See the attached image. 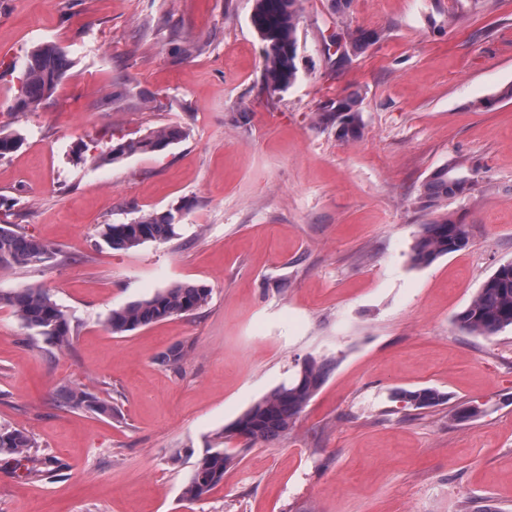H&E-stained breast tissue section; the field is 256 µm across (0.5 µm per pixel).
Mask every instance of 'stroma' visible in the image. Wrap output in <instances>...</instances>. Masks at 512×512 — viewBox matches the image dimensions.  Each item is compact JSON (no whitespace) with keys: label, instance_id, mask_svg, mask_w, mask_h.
Wrapping results in <instances>:
<instances>
[{"label":"stroma","instance_id":"obj_1","mask_svg":"<svg viewBox=\"0 0 512 512\" xmlns=\"http://www.w3.org/2000/svg\"><path fill=\"white\" fill-rule=\"evenodd\" d=\"M254 0H0V217L60 250L43 269L0 268V294L47 291L65 350L0 304V426L25 430L58 476L0 457V512H512V329L474 336L455 314L512 262V0H301L298 82L260 92ZM381 31L348 61L342 27ZM53 42L72 65L36 111L12 110L11 70ZM362 96L364 133L317 126L325 101ZM491 109H474L483 98ZM168 125L167 151L98 164L112 138ZM477 182L439 211L418 189L453 160ZM178 209V237L108 248L103 225ZM466 249L426 267L410 247L437 212ZM177 283L208 303L124 335L114 308ZM180 343L178 368L155 358ZM332 360L287 436L235 459L189 502L182 488L214 435L308 357ZM115 418L59 405L62 386ZM447 404L413 410L402 389ZM476 417L459 421L457 408ZM192 456H185V449ZM399 401L404 402L408 407L422 409L431 406L444 404L448 396L433 388H422L417 390H404L396 393Z\"/></svg>","mask_w":512,"mask_h":512}]
</instances>
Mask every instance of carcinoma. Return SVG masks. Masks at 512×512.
<instances>
[{"mask_svg":"<svg viewBox=\"0 0 512 512\" xmlns=\"http://www.w3.org/2000/svg\"><path fill=\"white\" fill-rule=\"evenodd\" d=\"M300 0H255L252 25L263 43L262 88L270 93L284 92L299 77L298 28ZM380 39L374 29L341 30L330 37L340 58L350 56ZM71 67L66 51L53 42L36 46L22 60L19 68V93L14 110H36L56 91ZM361 96L349 92L326 102L316 113V123L323 129H333L345 142H355L363 135L360 110ZM184 130L168 125L137 137L120 138L109 152L100 156L103 162H116L133 154L161 153L181 141ZM22 137L17 131H0V158L15 151ZM475 173L465 174L460 162L446 164L421 184L416 203L423 210L439 202L459 197L474 185ZM180 220L176 213L153 211L127 223L106 224L100 235L113 250H130L146 242H166L178 236ZM469 242L468 225L451 214H441L422 225L410 248V261L415 266H427L439 257L459 251ZM59 251L19 231L17 225L0 223V268L15 265H35L50 268ZM211 295L203 284L178 283L152 297L135 301L110 311L106 326L114 334H123L141 327L165 321L175 316L190 315L201 309ZM0 303L10 306L21 323L34 335L57 348L73 343L70 319L50 297L40 289L23 288L10 296L0 297ZM463 331L475 336H494L512 327V262L500 265L478 289L469 304L455 317ZM188 355L182 344L169 347L156 357V362L168 368L177 367ZM331 361L305 359L289 380L262 397L246 410L229 428L215 434L212 442L197 460L183 487L182 496L189 501L203 498L224 479V471L236 455L228 445L239 430L248 434L245 446L270 443L288 434L294 419L316 394L330 369ZM396 397L408 407L422 409L444 404L448 396L433 388L404 390ZM62 404L84 409L97 415L112 417L115 407L105 399L77 387L58 391ZM16 462L27 461V476L37 481L56 476L61 464L50 457H38L35 441L24 431L0 427V456Z\"/></svg>","mask_w":512,"mask_h":512,"instance_id":"1","label":"carcinoma"}]
</instances>
